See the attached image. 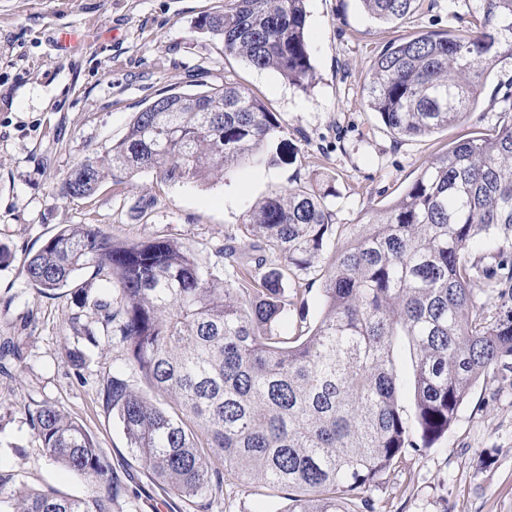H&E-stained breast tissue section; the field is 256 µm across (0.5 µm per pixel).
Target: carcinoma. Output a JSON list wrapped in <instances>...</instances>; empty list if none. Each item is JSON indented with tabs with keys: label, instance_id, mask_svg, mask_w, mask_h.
Instances as JSON below:
<instances>
[{
	"label": "carcinoma",
	"instance_id": "cac0c4a2",
	"mask_svg": "<svg viewBox=\"0 0 512 512\" xmlns=\"http://www.w3.org/2000/svg\"><path fill=\"white\" fill-rule=\"evenodd\" d=\"M373 18L398 24L420 0H361ZM306 0H230L198 28L224 50L303 89L313 79ZM512 60V0H477L467 28L390 43L372 62L367 103L400 138L428 136L467 118L484 83ZM494 132L453 144L380 215L349 228L323 274L322 317L295 336L279 332L294 305L288 273L308 269L333 235L328 191L288 188L246 214L249 236L220 253L227 277L175 239L123 241L92 225L58 230L24 266L42 293L74 285L85 271L103 281L77 286L94 323L71 317L85 350L122 344L160 406L120 375L103 383L127 445L157 481L208 512L224 477L213 457L247 484L288 492L287 512H372L363 493L408 449L430 447L457 418L486 372L512 365V315L475 309L474 280L512 301V94ZM287 125L232 85L170 93L137 113L106 156L65 178L64 195H93L157 171L174 184L206 181L263 161ZM501 247L473 259L484 235ZM414 352L415 419L401 412L398 342ZM46 453L95 486L88 498L53 490L0 496L3 512H111L118 488L102 448L55 406L29 412Z\"/></svg>",
	"mask_w": 512,
	"mask_h": 512
}]
</instances>
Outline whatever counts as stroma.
I'll list each match as a JSON object with an SVG mask.
<instances>
[{
	"mask_svg": "<svg viewBox=\"0 0 512 512\" xmlns=\"http://www.w3.org/2000/svg\"><path fill=\"white\" fill-rule=\"evenodd\" d=\"M228 0H0V491L22 496L55 489L87 497L94 487L47 456L28 411L50 403L87 428L104 449L119 493L112 512H190L162 491L128 448L103 402L104 379L128 372L120 345L96 350L83 366L69 354L71 317L95 321L72 289L44 294L22 270L66 225L91 224L127 241L178 240L210 263L229 239H243L246 212L297 186L329 188L337 234L308 271L288 276L285 292L304 303L281 330L293 336L321 317L322 275L350 225L363 224L398 199L453 142L498 127L499 101L512 93V63L487 78L473 112L426 137L399 138L367 106L372 60L391 41L461 27L468 0L416 12L403 26L372 18L360 0H308L307 36L314 77L308 89L225 53L199 30L201 16ZM76 38L60 46L62 36ZM224 84L260 98L287 124L286 161L245 167L207 183L173 184L150 171L105 179L85 199L64 197L66 175L121 139L138 112L170 93ZM377 512H512V370L483 375L434 448L395 462L371 491ZM282 490L245 485L233 471L210 512H286Z\"/></svg>",
	"mask_w": 512,
	"mask_h": 512,
	"instance_id": "1",
	"label": "stroma"
}]
</instances>
